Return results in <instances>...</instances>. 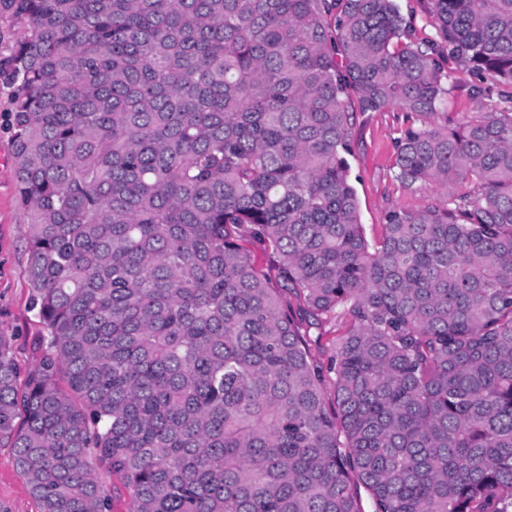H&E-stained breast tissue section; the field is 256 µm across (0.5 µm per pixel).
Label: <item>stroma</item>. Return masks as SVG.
I'll list each match as a JSON object with an SVG mask.
<instances>
[{"label":"stroma","instance_id":"obj_1","mask_svg":"<svg viewBox=\"0 0 512 512\" xmlns=\"http://www.w3.org/2000/svg\"><path fill=\"white\" fill-rule=\"evenodd\" d=\"M473 83L467 71L453 70L444 105L428 115L396 110L361 112L357 101H350L355 111L350 138L351 180L368 241L379 238L388 209L416 210L445 199L442 189L418 184L406 187L395 179L397 142L407 128H451L479 119L488 109L502 107L503 89L496 82L487 81L478 97L471 93ZM27 238V218L17 200L10 87L0 78V335L10 338L14 357L25 369L39 361L44 334L29 305ZM0 512H38L16 466L15 453L5 444L0 446Z\"/></svg>","mask_w":512,"mask_h":512}]
</instances>
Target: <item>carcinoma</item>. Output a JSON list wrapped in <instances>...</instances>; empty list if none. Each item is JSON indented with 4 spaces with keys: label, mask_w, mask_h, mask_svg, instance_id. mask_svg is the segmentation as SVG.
Segmentation results:
<instances>
[{
    "label": "carcinoma",
    "mask_w": 512,
    "mask_h": 512,
    "mask_svg": "<svg viewBox=\"0 0 512 512\" xmlns=\"http://www.w3.org/2000/svg\"><path fill=\"white\" fill-rule=\"evenodd\" d=\"M427 5L422 43L395 0H0L45 330L22 383L0 336V444L39 512H112L111 473L128 512H512V108L407 128L397 180L465 192L374 244L347 159L352 91L512 84V0ZM22 33V27L9 12L0 10V59L9 56L11 48L16 44ZM340 334L336 319L324 324L321 330L312 329L307 337L313 359L325 369L335 354L336 336Z\"/></svg>",
    "instance_id": "carcinoma-1"
}]
</instances>
